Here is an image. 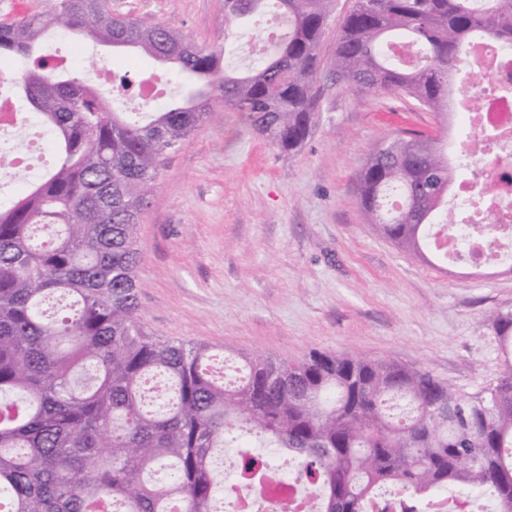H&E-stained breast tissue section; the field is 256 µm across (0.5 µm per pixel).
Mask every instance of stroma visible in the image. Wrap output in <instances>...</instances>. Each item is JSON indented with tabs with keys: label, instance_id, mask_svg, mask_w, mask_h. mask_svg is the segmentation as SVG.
<instances>
[{
	"label": "stroma",
	"instance_id": "stroma-1",
	"mask_svg": "<svg viewBox=\"0 0 512 512\" xmlns=\"http://www.w3.org/2000/svg\"><path fill=\"white\" fill-rule=\"evenodd\" d=\"M113 15L160 22L196 45L224 42V0H109ZM74 72L104 61L132 82L163 73L91 41ZM401 130L465 132L401 94L355 96L322 82L316 125L294 154L247 117L212 112L168 158L139 226L136 269L144 335L227 346L213 362L235 378L240 358L296 360L312 351L416 365L468 395L503 365L490 312L512 308V268L473 272L377 233L358 203L370 149Z\"/></svg>",
	"mask_w": 512,
	"mask_h": 512
}]
</instances>
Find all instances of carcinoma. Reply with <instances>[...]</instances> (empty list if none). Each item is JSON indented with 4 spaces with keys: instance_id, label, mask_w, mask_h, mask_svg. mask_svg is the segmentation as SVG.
I'll return each instance as SVG.
<instances>
[{
    "instance_id": "cac0c4a2",
    "label": "carcinoma",
    "mask_w": 512,
    "mask_h": 512,
    "mask_svg": "<svg viewBox=\"0 0 512 512\" xmlns=\"http://www.w3.org/2000/svg\"><path fill=\"white\" fill-rule=\"evenodd\" d=\"M333 0H224V45L198 47L108 0H54L48 12L0 23V57H18L32 110L54 137V162L29 191L0 201V498L7 512H218L211 465L235 448L241 477L276 466L270 449L303 464L317 512H366L374 490L398 487L406 512L461 485L512 512V309L488 321L505 357L496 384L464 396L431 372L336 352L294 363L243 359L238 380L211 370L217 347L140 332L139 220L155 201L167 155L218 107L246 115L284 153L314 120L318 49ZM275 6L286 34L256 65L231 25ZM60 29L114 51L148 54L191 79L183 102L116 112L58 66L43 39ZM512 46V0H355L330 71L357 95L402 93L445 118L450 81L472 36ZM456 170L436 139L403 131L374 147L358 175L373 228L416 254L427 228L457 213L439 198ZM400 192L401 208L382 206Z\"/></svg>"
}]
</instances>
